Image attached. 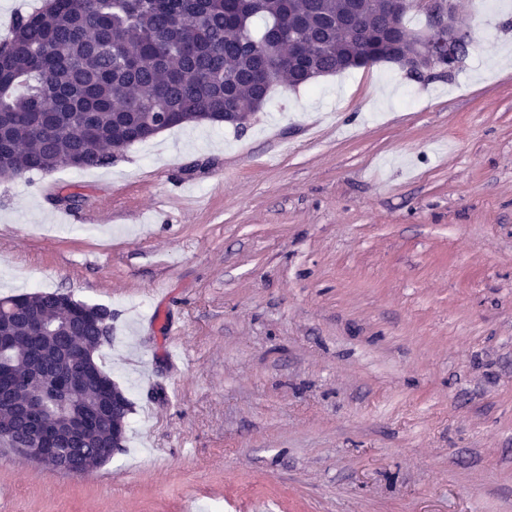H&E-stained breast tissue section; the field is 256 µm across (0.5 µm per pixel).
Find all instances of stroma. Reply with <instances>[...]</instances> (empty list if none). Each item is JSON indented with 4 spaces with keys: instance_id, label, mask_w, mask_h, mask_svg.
I'll list each match as a JSON object with an SVG mask.
<instances>
[{
    "instance_id": "obj_1",
    "label": "stroma",
    "mask_w": 512,
    "mask_h": 512,
    "mask_svg": "<svg viewBox=\"0 0 512 512\" xmlns=\"http://www.w3.org/2000/svg\"><path fill=\"white\" fill-rule=\"evenodd\" d=\"M459 6L452 74L277 85L245 129L0 180V297L110 308L135 405L108 481L0 447L8 512H512V0Z\"/></svg>"
}]
</instances>
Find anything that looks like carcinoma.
<instances>
[{
	"label": "carcinoma",
	"mask_w": 512,
	"mask_h": 512,
	"mask_svg": "<svg viewBox=\"0 0 512 512\" xmlns=\"http://www.w3.org/2000/svg\"><path fill=\"white\" fill-rule=\"evenodd\" d=\"M302 19L306 57L288 61V15ZM391 20L380 0H56L14 17L11 54L0 64V167L24 176L112 164L114 152L153 137L154 112H177V125L218 126L234 112L243 129L268 101L274 83L296 87L352 69L376 46L373 32ZM281 66L266 76L267 46ZM70 296L34 292L0 298L15 309L4 327L24 336L28 318L56 325ZM74 320L42 344L13 348L18 371L39 346L85 348L93 374L72 410L92 417L77 452L84 472L123 451L133 403L98 364L112 341V310Z\"/></svg>",
	"instance_id": "obj_1"
}]
</instances>
